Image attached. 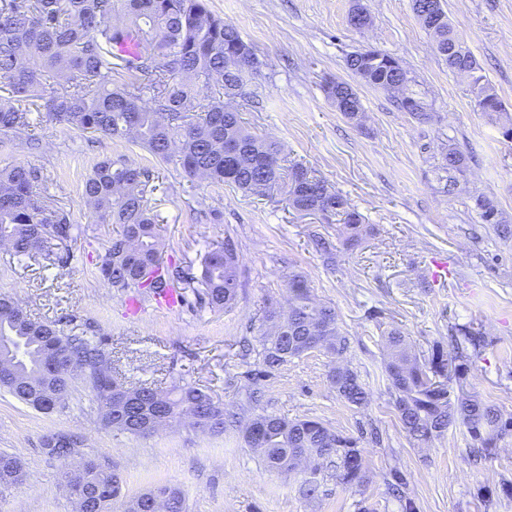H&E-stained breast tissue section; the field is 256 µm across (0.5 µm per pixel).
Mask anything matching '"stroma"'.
<instances>
[{
  "label": "stroma",
  "instance_id": "stroma-1",
  "mask_svg": "<svg viewBox=\"0 0 512 512\" xmlns=\"http://www.w3.org/2000/svg\"><path fill=\"white\" fill-rule=\"evenodd\" d=\"M358 0H209L213 13L237 29L259 61L241 97L230 100L252 132L276 141L288 160L302 164L342 194L369 232L361 245L343 244V226L288 207L284 193L246 195L226 186L192 181L146 149L111 140L64 122L42 120L39 149L0 134V169L18 162L45 168L53 192L83 233L66 246L63 269L41 258L18 264L0 248V293L19 296L28 314L79 327L106 339L112 374L121 383L159 388L190 383L235 411L243 372L241 340L260 346L266 306H285L289 272L306 276L317 300L333 306L349 347L344 362L357 370L370 399L346 403L327 375L331 363L313 352L293 360L266 387L263 410L289 419L313 416L348 435L376 425L381 443L363 441L369 480L362 488L325 482L317 499L299 491L294 475L266 470L236 435L211 436L183 427L133 437L100 425L95 394L76 384L65 403L43 414L0 391V451L26 464L24 484L0 488V512H75L61 487L64 463L48 460L42 441L69 433L82 451L113 466L125 497L161 484L179 487L186 512H357L361 499L376 512H399L387 492L391 469L406 477L420 512H512V436L493 458L473 461L465 431L450 428L428 444L402 429L383 373L386 330H402L420 354L447 345L450 329L466 324L487 341L481 359L460 378L464 390L512 415V240L502 241L474 207L491 198L512 224V140L474 108L467 80L452 73L417 19L412 0H359L368 28L349 24ZM448 21L468 44L487 80L512 114V0H442ZM373 48L401 61L410 93L429 117L397 109L393 93L360 81L347 56ZM349 83L362 112L351 121L324 91L328 80ZM454 147L467 158L465 174L445 184L441 154ZM146 168L148 202L159 216L164 257L198 267L209 245L232 236L241 261L242 288L232 308L166 312L148 306L131 317L124 292L108 287L97 267L112 234L94 224L80 186L103 158ZM218 210L221 223L208 213ZM328 239L334 262H325L313 239ZM448 263L447 286L431 277L434 259Z\"/></svg>",
  "mask_w": 512,
  "mask_h": 512
}]
</instances>
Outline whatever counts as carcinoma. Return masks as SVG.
<instances>
[{
	"label": "carcinoma",
	"mask_w": 512,
	"mask_h": 512,
	"mask_svg": "<svg viewBox=\"0 0 512 512\" xmlns=\"http://www.w3.org/2000/svg\"><path fill=\"white\" fill-rule=\"evenodd\" d=\"M442 41L440 56L448 69L464 70L475 107L501 122L502 136H512V118L490 86L467 43L450 26L434 32ZM133 38L138 56L130 62L116 53L117 45ZM242 37L216 17L208 0H0V133L24 137L37 146L39 122L30 107L83 131L128 140L172 163L191 180L227 184L264 194L287 182L286 201L300 212H318L324 218L343 217L344 246L359 245L365 232L362 216L325 181L297 165L285 166L279 149L249 132L239 113L224 111V99L243 95L247 76L228 64ZM391 56L373 50L360 58H346L348 70L367 72V84L389 90L407 86L408 71L389 65ZM399 107L426 120L422 98L413 94ZM442 168L462 174L467 162L461 152L443 154ZM149 173L133 162L101 160L84 180L82 196L94 223L114 224L98 267L100 279L112 288L138 296H155L177 289L180 303L192 308L222 310L237 298L242 286L234 241L208 247L200 275L173 263L163 265V246L157 232L158 215L144 193ZM51 179L40 168L19 162L0 169V246L22 262L42 256L52 267H64L67 258L59 246L77 239L80 227L54 202ZM18 298L0 294V387L36 411L49 414L67 399L45 375V348L51 341L69 350L81 365L59 378L73 389L76 381L88 385L99 404L106 428L137 437L181 424L219 436L234 432L271 471L312 473L300 485L305 497L318 492L320 469L332 471L336 483L362 487L368 481L361 438L345 435L322 420H288L257 411L261 385L307 349L333 360L348 349L335 309L318 301L306 278L288 276V310L271 306L264 313L266 331L258 368L247 372L238 411L229 413L203 390L175 384L167 390L149 386L124 387L112 376L105 339L75 330L64 332L52 321L14 314ZM467 352L437 346L420 358L403 332L384 336V374L395 413L414 440L429 443L449 427L460 426L488 458L498 442L512 433V415L504 417L494 405L454 392L448 366L459 376L486 348L484 337L463 326L456 329ZM329 381L349 405L363 407L370 393L359 374L336 364ZM44 441L50 458L71 460L61 482L75 499L76 512H112L121 493L118 474L83 456L67 439ZM22 460L0 453V487L19 484ZM388 490L400 512H419L407 492L404 475L389 472ZM185 512L181 491L171 485L153 487L127 502L125 512Z\"/></svg>",
	"instance_id": "carcinoma-1"
}]
</instances>
